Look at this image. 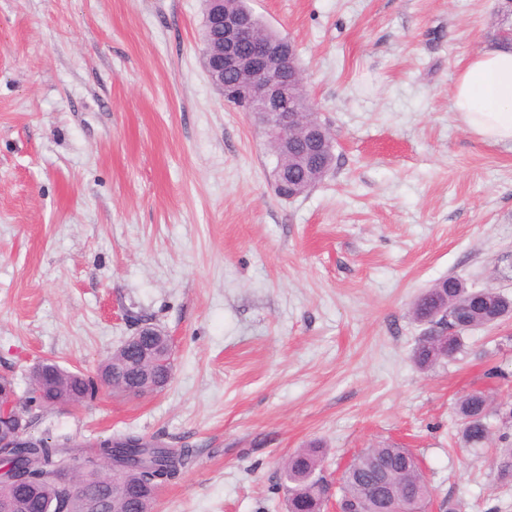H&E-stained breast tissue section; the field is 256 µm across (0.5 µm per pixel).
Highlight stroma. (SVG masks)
<instances>
[{"label":"stroma","mask_w":512,"mask_h":512,"mask_svg":"<svg viewBox=\"0 0 512 512\" xmlns=\"http://www.w3.org/2000/svg\"><path fill=\"white\" fill-rule=\"evenodd\" d=\"M290 38L335 136L308 193L274 191L255 120L202 58L203 0H0V375L95 374L143 324L172 377L40 412L38 436L136 432L193 452L153 512H287L280 468L317 446L336 478L394 442L434 505L512 512L462 396H512V320L429 370L413 302L439 280L512 296V144L453 110L455 75L512 31L506 0H249ZM497 366L506 376L491 379Z\"/></svg>","instance_id":"stroma-1"}]
</instances>
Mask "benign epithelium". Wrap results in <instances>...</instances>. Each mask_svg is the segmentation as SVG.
I'll list each match as a JSON object with an SVG mask.
<instances>
[{
    "instance_id": "obj_1",
    "label": "benign epithelium",
    "mask_w": 512,
    "mask_h": 512,
    "mask_svg": "<svg viewBox=\"0 0 512 512\" xmlns=\"http://www.w3.org/2000/svg\"><path fill=\"white\" fill-rule=\"evenodd\" d=\"M204 31V67L225 103L246 106L282 153H295L310 167L321 165L328 126L316 121L308 125L304 136H296L303 108L292 86L302 76L293 42L258 36L249 12L227 11L222 0H205ZM153 336V327L140 328L127 341L128 356L141 362L153 357Z\"/></svg>"
}]
</instances>
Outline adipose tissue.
Returning a JSON list of instances; mask_svg holds the SVG:
<instances>
[{
	"mask_svg": "<svg viewBox=\"0 0 512 512\" xmlns=\"http://www.w3.org/2000/svg\"><path fill=\"white\" fill-rule=\"evenodd\" d=\"M453 109L480 140L512 143V49H485L471 57L456 77Z\"/></svg>",
	"mask_w": 512,
	"mask_h": 512,
	"instance_id": "adipose-tissue-1",
	"label": "adipose tissue"
}]
</instances>
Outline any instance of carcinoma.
Returning a JSON list of instances; mask_svg holds the SVG:
<instances>
[{"instance_id":"obj_1","label":"carcinoma","mask_w":512,"mask_h":512,"mask_svg":"<svg viewBox=\"0 0 512 512\" xmlns=\"http://www.w3.org/2000/svg\"><path fill=\"white\" fill-rule=\"evenodd\" d=\"M276 164L288 166V179L303 186L311 181V172L302 164L286 162L272 152ZM445 305L460 324L457 336L448 344V359L463 350L464 335L476 327L498 323L512 314V297L494 288H469L455 276L435 283L413 303L416 320L428 315L436 305ZM413 362L428 369L441 362L434 344L423 335L412 353ZM169 364L157 363L144 370L129 362L120 347L99 366L96 376L70 371L55 361L30 374L25 395H16L9 377L0 378V387L15 395V405L0 428L15 429L11 447H0V512H87L90 503L98 512H125L129 502L152 512L157 490L180 477L192 462L186 448H170L157 438L147 439L134 433L111 435L99 442L96 453L109 457L107 464L78 455L79 444L68 435L56 438L23 437L37 417V411L52 402L82 405L93 399L103 386L112 387V377L129 378L147 393L163 389L170 377ZM460 421L457 434L466 448H481L498 436L501 447L496 456L499 476L512 479V404H496L481 390L464 395L457 404ZM323 451L303 448L288 455L281 467L280 479L288 512H323L325 498L318 476L322 472ZM398 485L399 501L412 512H425L431 501L419 459L403 447L384 445L365 448L353 457L336 486L341 512H378L382 504L367 496V485L379 467Z\"/></svg>"}]
</instances>
